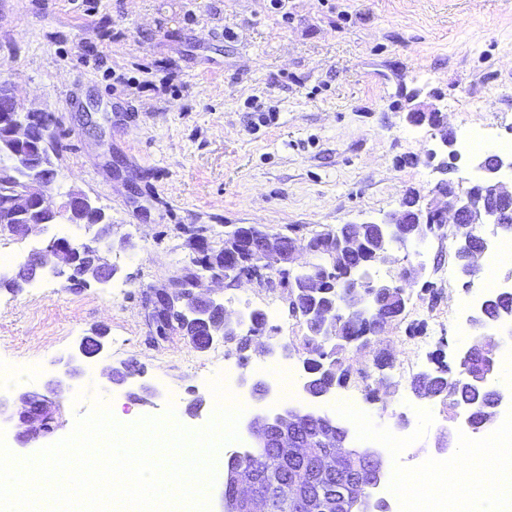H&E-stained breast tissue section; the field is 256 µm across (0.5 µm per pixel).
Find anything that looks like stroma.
<instances>
[{"label": "stroma", "instance_id": "35a3bbf8", "mask_svg": "<svg viewBox=\"0 0 512 512\" xmlns=\"http://www.w3.org/2000/svg\"><path fill=\"white\" fill-rule=\"evenodd\" d=\"M0 87L53 115L58 192L87 193L114 238L129 242L106 254L118 268L108 285L71 288L46 272L0 288V368L10 371L0 400L12 410L22 393L50 395L57 424L24 444L17 421L0 420L17 458L68 436L97 395L132 422L173 402L181 425L200 429L214 412L209 382L228 363L274 389L288 373L296 391L247 401L240 438L256 410L317 408L348 427L352 446L378 447L337 411L349 397L375 429L394 432L405 420L422 460L416 476L430 474L438 441L464 447L443 403L417 399L398 375L410 358L418 373L452 363L475 340L466 312L484 288L455 276L451 239L409 243L373 269L385 280L424 267L404 317L350 353L349 384L319 400L304 389L306 329L288 311L278 271L205 286L236 315L276 303L243 353L219 336L203 351L176 333L153 336L143 291L184 273L200 226L216 250L232 226L260 225L294 238L304 263L316 233L379 220L413 193L431 199L440 174L427 153L437 141L406 120L412 89L456 138L478 129L512 140V0H285L279 11L270 0H0ZM98 329L101 353L50 393L59 360ZM271 343L288 354L265 353ZM383 348L392 365L379 370L373 353ZM130 364L140 375L114 383L112 372Z\"/></svg>", "mask_w": 512, "mask_h": 512}]
</instances>
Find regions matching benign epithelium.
I'll return each instance as SVG.
<instances>
[{"instance_id": "1", "label": "benign epithelium", "mask_w": 512, "mask_h": 512, "mask_svg": "<svg viewBox=\"0 0 512 512\" xmlns=\"http://www.w3.org/2000/svg\"><path fill=\"white\" fill-rule=\"evenodd\" d=\"M39 110L26 109L10 92L0 88V140L8 143V152L0 154V186L9 191L0 197V229L16 239L23 240L44 226V222L29 223L27 216L37 212L52 221L54 218L67 214L74 218L85 210H98L90 197L81 190L70 189L62 195L61 204L53 202V181L59 171L56 165H51L53 174L40 177L22 175L27 170L29 150L36 151L39 156L52 158L54 150V128L48 123L36 122ZM410 124L428 125L439 133L438 148L430 151L429 158L441 157L438 169L448 173V160L456 161L461 158L457 148V139L448 135L447 124L439 109L430 105L425 111L410 112L407 115ZM477 168L482 176L478 183L481 188L479 195L472 193V188H464L446 178L439 180L432 194L436 199L427 204H420L409 213L405 206L390 211L375 223L376 237L380 240V261L388 262L389 246L386 240H398V247L405 248L410 242L406 237L404 225H413V240L420 241L440 232L451 237L455 248L468 244L466 230L476 228L478 224H492L500 229L504 225H512V209L501 205L500 199L507 196L508 186L502 180V172L512 171V156H497L496 164L487 166L479 162ZM369 223L351 224L346 235L339 239V249L345 252L357 250L363 243L366 228ZM262 237L254 241L245 233V227L240 226L224 233V261L214 263L203 273H194L188 277L182 276L169 284L164 290L147 288L143 291L145 310L150 327H158L166 308L174 303V298L185 302L192 310L196 321L209 324L214 309L222 306L216 299L199 292L204 282L230 281L235 283L237 273L244 264L261 259L275 270L291 264L295 260L297 247L295 241L280 233H270L261 230ZM112 239V224L101 218L94 237L89 241L73 242L67 246L57 240H50L45 247L34 251L27 259V264L35 266V274L27 278L32 281L36 274L50 271L58 276L65 270L73 269L74 263L81 254L93 256L91 264L84 268L83 277L91 279L104 286L118 273V267L101 255L97 244ZM423 268H405L389 280H365L361 283L360 292L364 297L378 288H411L421 277ZM244 316L224 314V324L221 327H210L207 343H212L214 337L221 335L230 339L240 335ZM30 410L19 414V422L25 426L23 436L28 439H38L51 435L55 427L54 418L45 397L39 393H27L23 396ZM306 417L312 422H321L326 416L306 412L304 414L285 409L270 417L261 413L253 415L247 425L248 432L257 447L272 445L280 449L283 456L290 454L303 455L308 452L310 443L300 439L294 433V426L300 417ZM349 431L347 428L334 424L327 435L328 447L342 449V455L366 460L376 465L372 483L379 485L383 475L384 457L375 448H350L347 446ZM336 456L327 455L316 463L311 479L312 485L319 489L325 488L334 475ZM226 481L241 490V495L231 512H254V501L266 502L262 512H274V498H265L258 492L259 481L256 474L243 468L231 467L227 470ZM361 484L352 483L346 492L336 498V506L340 512H366L370 505V496L362 494ZM275 490L282 496L295 503L299 509L312 507L313 496L294 486L275 484Z\"/></svg>"}]
</instances>
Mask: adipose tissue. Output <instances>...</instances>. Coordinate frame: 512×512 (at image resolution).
Returning a JSON list of instances; mask_svg holds the SVG:
<instances>
[{
  "label": "adipose tissue",
  "mask_w": 512,
  "mask_h": 512,
  "mask_svg": "<svg viewBox=\"0 0 512 512\" xmlns=\"http://www.w3.org/2000/svg\"><path fill=\"white\" fill-rule=\"evenodd\" d=\"M453 482L469 502V512H504L512 504V448L494 455L470 449L450 464Z\"/></svg>",
  "instance_id": "obj_1"
}]
</instances>
